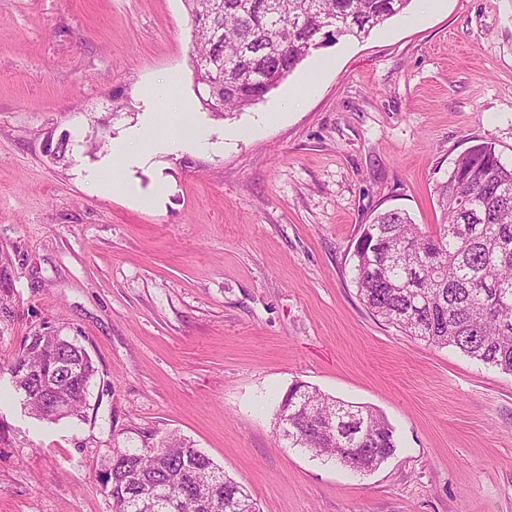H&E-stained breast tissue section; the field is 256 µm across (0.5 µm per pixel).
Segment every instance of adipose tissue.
<instances>
[{
  "mask_svg": "<svg viewBox=\"0 0 512 512\" xmlns=\"http://www.w3.org/2000/svg\"><path fill=\"white\" fill-rule=\"evenodd\" d=\"M197 133L186 119L182 104L169 106L167 111L157 113L126 139L112 144L105 156L88 178L94 189L102 194L125 190L124 180L115 175L116 160L135 165L163 153L170 145L196 138Z\"/></svg>",
  "mask_w": 512,
  "mask_h": 512,
  "instance_id": "obj_1",
  "label": "adipose tissue"
}]
</instances>
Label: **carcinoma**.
I'll return each mask as SVG.
<instances>
[{"instance_id": "1", "label": "carcinoma", "mask_w": 512, "mask_h": 512, "mask_svg": "<svg viewBox=\"0 0 512 512\" xmlns=\"http://www.w3.org/2000/svg\"><path fill=\"white\" fill-rule=\"evenodd\" d=\"M193 24V70L203 108L219 115L260 100L310 53L338 37L361 39L401 13L411 0H185ZM443 223L422 230L398 209L362 225L366 246L354 252V282L377 317L406 335L454 347L512 374V167L489 143L470 147L436 187ZM26 364L7 371L29 414L58 422L80 417L95 374L85 348L60 334L36 333ZM306 412L288 423V445L354 473L390 458L397 441L388 419L348 405L304 382ZM162 483L175 500L166 512H226L239 484L194 442L169 433L156 447L112 450L103 479L112 512H132L138 490Z\"/></svg>"}]
</instances>
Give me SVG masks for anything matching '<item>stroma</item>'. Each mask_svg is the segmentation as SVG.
<instances>
[{
  "instance_id": "obj_1",
  "label": "stroma",
  "mask_w": 512,
  "mask_h": 512,
  "mask_svg": "<svg viewBox=\"0 0 512 512\" xmlns=\"http://www.w3.org/2000/svg\"><path fill=\"white\" fill-rule=\"evenodd\" d=\"M191 52L184 0H0V512H112L113 448L171 431L257 512H512V374L376 317L352 260L381 211L434 230L470 146L512 166V0H411L225 119ZM149 89L188 102L209 146L100 195L86 176ZM38 331L90 355L83 418L31 417L4 372ZM297 381L381 411L394 455L357 475L287 447L275 414Z\"/></svg>"
}]
</instances>
